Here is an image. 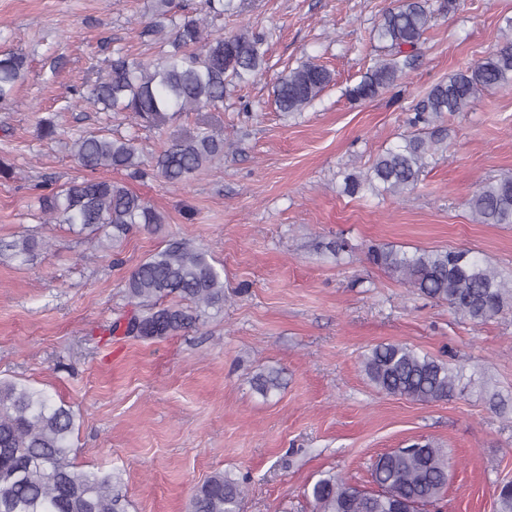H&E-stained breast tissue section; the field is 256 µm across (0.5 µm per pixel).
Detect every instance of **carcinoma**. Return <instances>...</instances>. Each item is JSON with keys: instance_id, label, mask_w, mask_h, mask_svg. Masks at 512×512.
Masks as SVG:
<instances>
[{"instance_id": "cac0c4a2", "label": "carcinoma", "mask_w": 512, "mask_h": 512, "mask_svg": "<svg viewBox=\"0 0 512 512\" xmlns=\"http://www.w3.org/2000/svg\"><path fill=\"white\" fill-rule=\"evenodd\" d=\"M175 0L161 7L143 30L169 46L154 61H142L123 50L113 51L106 68L88 89H73L76 106L125 113L134 127L158 128L184 112H219L231 86L246 83L266 69L268 37L241 30L208 31L207 16L236 9L234 0H206V15L181 9ZM448 12V3L398 0L374 31L390 44L391 53L374 62L360 82L348 90L354 101L373 100L397 86L414 63V53L433 18ZM28 62L16 52L0 53V103L8 102L26 77ZM334 80L333 73L313 59L281 73L273 86L279 111L301 112ZM512 88V34L473 66L435 84L415 108L412 123L428 124L444 112H463L485 91ZM135 136L81 135L73 156L89 175L38 194L45 223L79 229L97 247L110 250L134 228L155 233L164 216L122 181L93 177L100 169L147 175ZM434 142L411 135L377 155L365 171L343 175L350 195L400 196L415 188L429 164ZM224 157V132L207 121L197 131L174 138L156 156L159 176L184 184L201 168ZM477 224H512V175L479 186L467 201ZM42 243L33 236L0 241V253L28 262ZM368 260L420 294L448 304L468 320L484 324L512 304V277L481 263L468 251L416 250L382 245L368 251ZM125 288L134 310L111 333L153 339L171 336L200 323L209 309L224 307V276L200 248L171 242L141 262ZM167 298L177 303L164 304ZM362 370L380 392L432 403L453 398L462 380L450 364L400 342L378 344L364 354ZM263 396L282 387L280 372L252 378ZM75 414L56 404L42 390L0 380V512H126L112 469H75L70 437ZM454 463L448 449L428 440L380 455L371 469L376 489L368 491L336 475L318 479L311 490L315 512H419L441 500ZM245 479L218 471L192 494L189 512H238ZM497 512H512V481L498 485Z\"/></svg>"}]
</instances>
